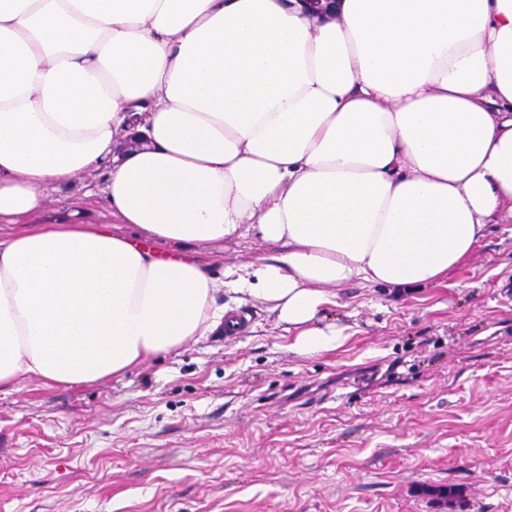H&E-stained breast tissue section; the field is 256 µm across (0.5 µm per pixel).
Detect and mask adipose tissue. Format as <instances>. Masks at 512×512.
Returning a JSON list of instances; mask_svg holds the SVG:
<instances>
[{"mask_svg":"<svg viewBox=\"0 0 512 512\" xmlns=\"http://www.w3.org/2000/svg\"><path fill=\"white\" fill-rule=\"evenodd\" d=\"M107 157L113 224L249 227L276 251L228 287L296 353L338 349L336 291L427 285L512 222V0H0V217ZM113 224L0 239V387L97 382L221 323L207 270Z\"/></svg>","mask_w":512,"mask_h":512,"instance_id":"obj_1","label":"adipose tissue"}]
</instances>
